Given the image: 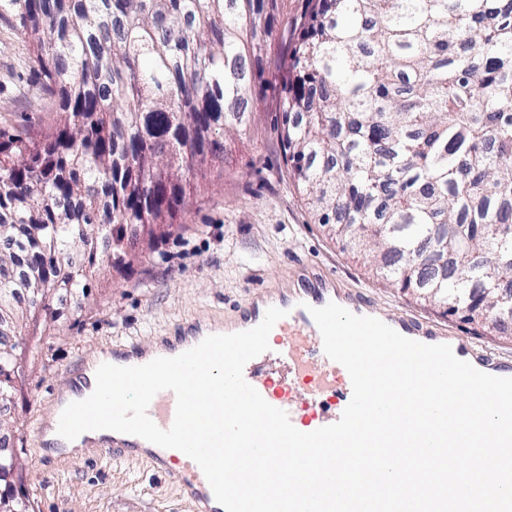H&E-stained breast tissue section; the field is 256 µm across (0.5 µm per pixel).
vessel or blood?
<instances>
[{
    "mask_svg": "<svg viewBox=\"0 0 512 512\" xmlns=\"http://www.w3.org/2000/svg\"><path fill=\"white\" fill-rule=\"evenodd\" d=\"M334 302L350 312L378 318L401 335L425 343L450 345L454 355L469 362L476 369L499 377H512V357L483 349L467 337L447 332L436 324L407 314L396 313L375 305L364 292H345L338 289L329 276H302L297 288L283 294H265L240 309L230 326L212 325L208 334H223L227 329L246 331L263 320L268 308L285 310L286 315L271 331L281 340L278 347L251 359L244 368L246 381L272 406L285 411L295 428L311 432L337 422L352 396L351 380L347 370L329 359L323 350L321 334L309 310ZM284 368L280 384H273L275 368ZM305 393L313 412L309 418L297 413L296 396ZM176 396L164 390L155 395L148 407V415L160 428H169L175 417ZM149 448V459L161 472L171 473L186 497L192 512H225L215 500L213 492L200 467L185 460L176 449L148 447L146 440L123 435L105 442L100 452L113 458L137 457L140 448ZM184 462L182 471H171L175 462Z\"/></svg>",
    "mask_w": 512,
    "mask_h": 512,
    "instance_id": "1",
    "label": "vessel or blood"
}]
</instances>
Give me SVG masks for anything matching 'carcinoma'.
I'll use <instances>...</instances> for the list:
<instances>
[{"label": "carcinoma", "mask_w": 512, "mask_h": 512, "mask_svg": "<svg viewBox=\"0 0 512 512\" xmlns=\"http://www.w3.org/2000/svg\"><path fill=\"white\" fill-rule=\"evenodd\" d=\"M64 118L0 129V404L69 263L114 268L170 233L251 111L278 0H10ZM288 45L281 141L294 185L375 270L490 332L512 320V0H306Z\"/></svg>", "instance_id": "cac0c4a2"}]
</instances>
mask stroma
Here are the masks:
<instances>
[{
	"label": "stroma",
	"mask_w": 512,
	"mask_h": 512,
	"mask_svg": "<svg viewBox=\"0 0 512 512\" xmlns=\"http://www.w3.org/2000/svg\"><path fill=\"white\" fill-rule=\"evenodd\" d=\"M304 7L305 0H278L253 112L247 125L226 137L223 172H212L190 197L179 226L124 270L107 265L108 243L98 239L101 263L88 276L85 298L48 336L31 343L34 368L0 414V438L17 453L35 512H191L177 485L146 457L119 460L95 450L56 456L37 429L82 360L120 342L148 347L172 337L181 324L224 321L260 289L292 288L302 264L315 265L338 287L364 289L378 306L512 356V338L442 316L373 275L332 225L315 223L295 190L282 150L280 98L288 81L283 60ZM26 55L14 31L0 22V128L38 132L57 115L36 102L39 79L23 67Z\"/></svg>",
	"instance_id": "1"
}]
</instances>
